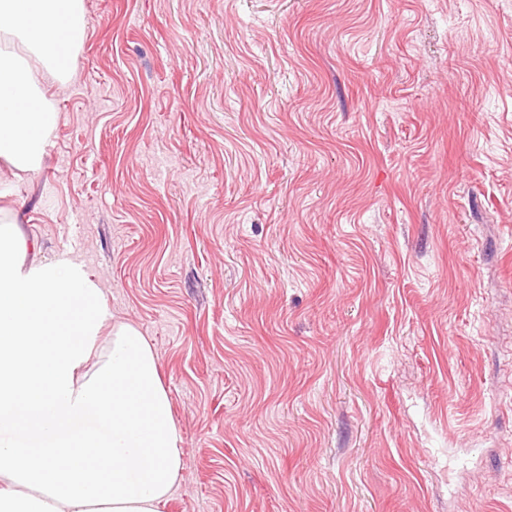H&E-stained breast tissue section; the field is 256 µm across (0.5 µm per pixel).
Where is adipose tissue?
<instances>
[{
  "instance_id": "adipose-tissue-1",
  "label": "adipose tissue",
  "mask_w": 512,
  "mask_h": 512,
  "mask_svg": "<svg viewBox=\"0 0 512 512\" xmlns=\"http://www.w3.org/2000/svg\"><path fill=\"white\" fill-rule=\"evenodd\" d=\"M86 31L84 0H0V158L15 177L41 171L60 120L29 73L68 81ZM26 251L17 219L0 220V512H161L182 437L151 345L109 326L83 263Z\"/></svg>"
}]
</instances>
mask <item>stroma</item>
Here are the masks:
<instances>
[{
    "instance_id": "1",
    "label": "stroma",
    "mask_w": 512,
    "mask_h": 512,
    "mask_svg": "<svg viewBox=\"0 0 512 512\" xmlns=\"http://www.w3.org/2000/svg\"><path fill=\"white\" fill-rule=\"evenodd\" d=\"M32 178L153 347L161 512H512V0H84Z\"/></svg>"
}]
</instances>
